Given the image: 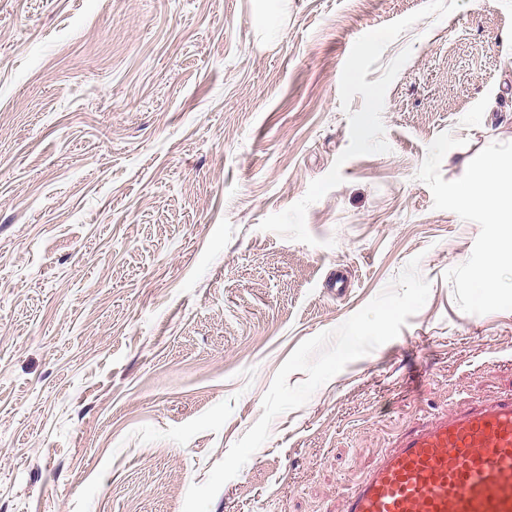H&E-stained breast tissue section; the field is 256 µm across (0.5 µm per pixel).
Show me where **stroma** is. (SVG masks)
<instances>
[{
	"label": "stroma",
	"instance_id": "1",
	"mask_svg": "<svg viewBox=\"0 0 512 512\" xmlns=\"http://www.w3.org/2000/svg\"><path fill=\"white\" fill-rule=\"evenodd\" d=\"M512 142V0H0V512H183L278 369L420 257L210 512H341L406 420L512 391L478 224L416 174ZM351 281L337 297L336 277Z\"/></svg>",
	"mask_w": 512,
	"mask_h": 512
}]
</instances>
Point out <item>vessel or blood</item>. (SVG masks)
<instances>
[{"instance_id": "obj_1", "label": "vessel or blood", "mask_w": 512, "mask_h": 512, "mask_svg": "<svg viewBox=\"0 0 512 512\" xmlns=\"http://www.w3.org/2000/svg\"><path fill=\"white\" fill-rule=\"evenodd\" d=\"M342 512H512V392L408 424Z\"/></svg>"}]
</instances>
